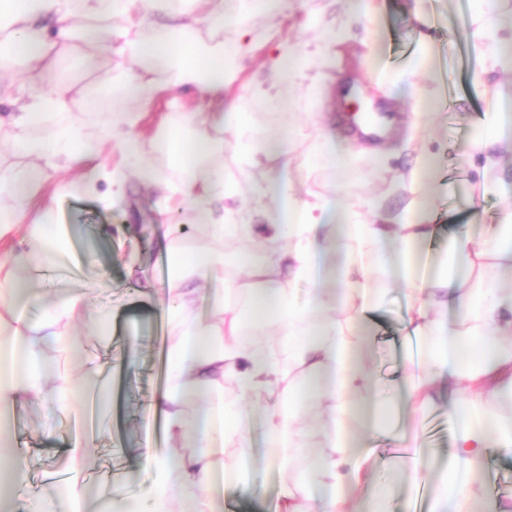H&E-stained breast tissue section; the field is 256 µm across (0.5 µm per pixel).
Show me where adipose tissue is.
Returning <instances> with one entry per match:
<instances>
[{
  "label": "adipose tissue",
  "mask_w": 512,
  "mask_h": 512,
  "mask_svg": "<svg viewBox=\"0 0 512 512\" xmlns=\"http://www.w3.org/2000/svg\"><path fill=\"white\" fill-rule=\"evenodd\" d=\"M182 0H0V103H7V117L0 128L14 130V150L31 158L25 177L0 173V195L10 197L0 207V237L15 234L18 244L0 251V410L46 399L67 411H82L88 398L74 382L53 386V377L40 362L38 349L45 340L70 349L71 336L57 330L83 307L80 289L58 298L38 322L19 318L20 301L38 300L20 276L32 261L51 260L65 251L66 242L52 229L51 204L35 197L50 172L79 170L89 186L105 183L108 195L122 194L127 174L103 166L93 167L98 145L82 138L73 128L61 126L57 118L68 107L64 96L35 95L30 91L44 71L69 54H80L93 62L99 32L115 43L120 58L112 69L113 90L130 103L120 129L112 133V144L137 175L151 187L167 189L164 176L142 166L141 140L130 129L139 120V106L156 86L141 79V72L160 74L166 86L190 89L209 97L216 105L207 113L176 112L168 117L173 129L189 130L182 147L164 137L151 141L154 151L172 155L182 174L180 193L184 201L211 215L215 200L225 197L224 175L210 159L215 152L214 128L226 125L244 131L245 116L224 101V85L233 63L223 42L190 39L182 24ZM201 6L200 22L223 27L225 21L243 22L258 8L272 9L279 0H195ZM142 20L162 14L170 23L166 37H144L132 13ZM331 204L323 201L297 207L283 204L270 223L261 225L265 240L288 238L295 248L288 254V276L307 282L304 299L293 289L274 284L267 265L247 266L256 279L250 302L252 319H245L233 301L224 297V260L209 251H199L173 260L166 311L181 325L175 350L169 357L170 387L155 404L170 437L193 432L196 447L182 452L149 457L154 488L150 512H169L174 500L182 512H212L211 490L218 474L217 458L225 440L235 438L241 447L250 440L251 412L243 409L208 408L193 426H186L180 402L183 394L204 387L222 388L233 381L242 398L268 396L274 402L263 415L267 448L280 473L289 474L298 460H305L306 475L314 484V512H349L345 491L358 485L370 470L368 452L355 447L349 430L350 414H357L363 427L377 428L388 393L372 389L369 373L348 363L356 345L352 325L373 311L366 283L369 275L361 267L350 243L357 240L381 252L409 254L418 244L432 241L438 225L407 223L384 218L371 224L330 222ZM336 240L335 268H320L318 259L328 238ZM512 269V212L498 225L493 244L478 245L469 235L455 233L451 255L443 274L406 277L404 283L416 295V304L405 324L406 339H428L425 365L407 378L409 398L418 410L434 406L440 396L448 398V416L456 424L453 444L443 463L440 485L430 512H476L472 476L481 470L491 451L512 454V420H503L497 409L512 403V289L500 277ZM338 273L340 290L328 296L322 280ZM207 283V290L194 288V281ZM205 299L212 319L205 326L189 324L186 311ZM463 309L465 317L449 319L448 305ZM276 324L288 338V347L308 381L293 399L280 398L277 386L282 371L271 358L243 340L248 324ZM482 341L488 356L466 360L454 349ZM316 399L321 405L317 426L325 435L323 447H306L298 439V421L290 413L292 401Z\"/></svg>",
  "instance_id": "ef3b65f1"
}]
</instances>
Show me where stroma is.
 I'll return each instance as SVG.
<instances>
[{
  "label": "stroma",
  "instance_id": "35a3bbf8",
  "mask_svg": "<svg viewBox=\"0 0 512 512\" xmlns=\"http://www.w3.org/2000/svg\"><path fill=\"white\" fill-rule=\"evenodd\" d=\"M355 7L356 0H288L287 8L275 16L261 12L250 18L247 38H240L237 26L229 22L218 31L198 25L192 32L197 40L223 42L233 56L234 74L224 88V100L246 112L248 138L258 142L275 136L288 148L284 156L258 154L248 161L234 132L215 131L222 147L214 161L223 167L224 183L232 193L226 204L238 210L246 232L214 238L195 206L165 201L163 194L135 181L109 206L71 174L52 176L43 184L40 197L56 199L53 228L70 236L71 247L56 262L30 266L27 275L41 302L20 313L26 320H37L62 293L77 286L90 289L91 312L59 325L61 333L81 341V357L49 342L41 346L40 357L60 373L87 375L91 385L110 390L112 429L99 432L98 417L91 410L74 417L39 401L18 406L12 415L13 451L26 462L30 492L15 499L14 512H29L36 499L51 502L53 477L68 469L74 446L88 453L81 481L90 497L138 502L150 499L154 482L153 471L144 463L146 453L193 449L191 439L170 438L154 411L167 385L161 363L179 334L165 311L170 255L175 250H207L223 256L225 283L233 284L239 295H248L253 283L243 273V260L266 263L287 257L294 248L289 239L257 241L250 230L261 223V211L276 206L265 193L271 179H279L298 202L336 203L347 224L372 221L369 205L374 201L389 217L403 214L416 221L430 215L441 230L420 251L432 258L449 253L452 225H470L480 240L500 223L504 207L512 205V145L482 148L477 140L497 90L512 88V71L487 69L476 43L490 27L503 34L512 31V0H496L489 23L477 14L475 0H373L370 13L357 20L352 17ZM285 46L313 60L304 77L292 83L281 81L273 68L274 57ZM461 53L471 67L456 64ZM108 73L107 55H100L91 69L72 60L46 73L42 86L63 89L68 109L62 122L97 142L98 163L111 168L122 165L123 158L112 148L108 123L129 106L113 98ZM259 83L279 92L278 109L255 98ZM358 96L388 107L391 125L379 141L352 132V100ZM203 104L196 91H164L146 105L145 117L134 128L145 143L144 161L171 181H179L178 170L166 155L152 150L150 141L164 132L162 120L168 112H192ZM328 137L339 141L349 160L347 168L316 162L314 153ZM421 154L433 159L432 176H411ZM361 260L371 270L377 304L371 320L360 325L359 347L375 388L394 396L388 420L408 424L413 422L406 389L411 366L403 328L411 295L395 281L397 256L382 265L366 247ZM254 334L277 360L284 374L279 391L288 393L298 371L279 327L268 324ZM219 403L258 413L267 406L262 397L241 400L228 381L217 393L201 389L183 396V418L194 421L200 411ZM416 425L432 462L426 478H403V448L386 433H368L361 443L372 453L375 479L351 491V498L378 495L389 502L390 512H412L421 491L438 484L439 462L447 456L455 432L447 403ZM263 432L262 422H255L253 446L246 453L235 443H225V470L244 465L246 482L262 485L264 495L254 498L216 484L214 496L223 512H279L283 477L263 450ZM473 491L477 499L494 494L504 505H512V456L496 458Z\"/></svg>",
  "mask_w": 512,
  "mask_h": 512
}]
</instances>
